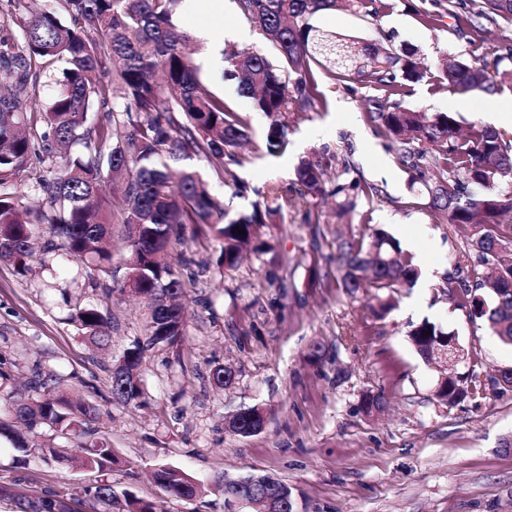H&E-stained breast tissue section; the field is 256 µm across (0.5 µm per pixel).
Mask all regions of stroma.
<instances>
[{"label": "stroma", "instance_id": "stroma-1", "mask_svg": "<svg viewBox=\"0 0 512 512\" xmlns=\"http://www.w3.org/2000/svg\"><path fill=\"white\" fill-rule=\"evenodd\" d=\"M446 4L395 0L375 23L343 9L321 12L313 23L327 33L416 48L430 76L401 105L444 112L456 94L440 80L447 57L490 59L512 36V29L489 23L461 34L449 18L426 28L420 11L438 13ZM175 21L193 33L200 79L233 110L251 115L249 134L257 152L238 170L247 191L211 183L225 206L234 213L250 211L256 189L271 182L289 185L298 157L311 149L352 150L356 168L384 193L368 205V220L416 255L421 277L385 317L375 316L367 298H350L336 286L333 202L318 205L316 224L308 218V205L299 202L283 208L274 231L282 260L275 280H267L266 265L252 257L234 276L213 268L190 289L191 317L181 341L155 348L141 367L139 407L109 401L114 363L144 334L137 301L113 294L112 345L105 352L94 349L70 320L76 304L96 298L89 270L74 264L57 274L56 254H37L25 277L0 263V352L16 359L19 378L40 364L63 377L74 395L97 405V425L118 456L111 475L115 490L157 501L162 512H224L219 477L250 473L286 483L294 512H512V390L488 395L477 406L441 404L434 396L436 374L406 333L424 320L447 326L481 375L512 367V345L444 300L440 287L454 276L465 243L453 226L435 223L414 206L427 191L411 184L366 120L373 89L319 77L324 106L286 112L288 150L267 155L266 117L223 77L225 48L261 46L258 31L239 14L235 0H200L196 12L179 9ZM212 29L227 30L222 46L206 38ZM313 259L325 273L314 285L307 271ZM316 342L323 356L314 363L307 354ZM219 364L236 374L224 389L210 378ZM368 393L384 396V411L363 410ZM253 406L265 412L262 431L229 434L227 417ZM160 462L203 482L206 495L195 501L169 497L150 477ZM97 479L96 472L64 464H23L20 453L0 441V485L52 491L73 499L79 512H90L83 491Z\"/></svg>", "mask_w": 512, "mask_h": 512}]
</instances>
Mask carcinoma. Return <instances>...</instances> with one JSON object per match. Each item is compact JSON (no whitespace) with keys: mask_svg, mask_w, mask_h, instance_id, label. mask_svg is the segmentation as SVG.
<instances>
[{"mask_svg":"<svg viewBox=\"0 0 512 512\" xmlns=\"http://www.w3.org/2000/svg\"><path fill=\"white\" fill-rule=\"evenodd\" d=\"M0 9V262L25 276L31 272L33 238L43 232L51 251L93 270L91 286L112 293L138 289L147 311L146 334L124 350L119 371L111 376V402L136 406L142 398L139 369L146 353L174 345L187 322V288L196 280L195 261L167 260L185 227L195 241L216 242L220 273L241 267L242 252L268 255V279L276 277L270 228L292 203L288 191L270 183L248 213H231L211 194L203 175L190 165L204 159L225 184L238 182L229 164L245 160L251 116L236 112L198 76L189 31L173 18L181 0H54L51 9L35 0H7ZM238 11L262 36L266 48L231 47L224 52V76L237 81L254 108L269 119L265 149L287 151L282 114L307 112L321 104L315 72L322 69L339 83L358 81L378 95L368 100L367 120L388 142L400 165L411 169L425 186V208L437 223L454 226L466 242L458 257L457 276L441 291L455 310L512 344V137L488 126L460 131L450 112H416L395 104L428 77L430 68L415 49L389 48L351 36L327 34L312 24L315 15L342 4L372 21L393 8L391 0H236ZM448 16L459 30L482 27V21L512 27V0H481V5ZM67 67L55 78L57 91L44 104L38 86L47 62ZM442 79L477 98L496 91V81L512 82V40L499 47L490 62L455 59ZM58 164L55 176L37 182L45 205L32 209L23 176L34 164ZM334 169V179L324 176ZM293 183L307 204L335 199L336 287L352 297L366 290L380 313L396 296L414 286L420 271L412 253L387 231L352 216L362 202L382 197L349 158L325 147L298 158ZM245 231L241 235L238 230ZM123 243L114 261L112 236ZM122 273L116 278V273ZM71 321L96 346L110 341L112 321L98 304L77 305ZM450 331L424 320L411 326L409 341L422 361L433 365V352ZM218 388L230 386L234 372L217 365L211 372ZM460 389L443 386L438 401L452 407L465 400L475 405L512 388V368L482 380L475 373ZM33 396L10 401L0 410V438L45 463L68 462L101 476L86 489L92 512H161L157 502L128 491L117 495L106 476L114 452L109 438L90 427L96 407L60 390L52 370H33ZM255 407L245 409L230 433L249 437L264 426ZM67 440L84 439L73 456L59 442L38 443L44 433ZM155 483L169 496L193 500L203 485L177 468L160 465ZM224 500L267 496L293 512L288 485L269 474L224 480ZM16 512H76L72 502L52 492L18 496L0 486Z\"/></svg>","mask_w":512,"mask_h":512,"instance_id":"carcinoma-1","label":"carcinoma"}]
</instances>
